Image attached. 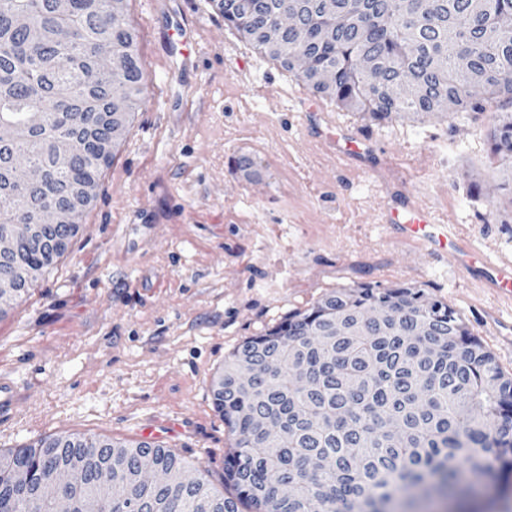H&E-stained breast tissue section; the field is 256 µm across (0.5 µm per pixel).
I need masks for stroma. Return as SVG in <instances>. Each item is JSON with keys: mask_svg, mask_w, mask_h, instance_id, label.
Listing matches in <instances>:
<instances>
[{"mask_svg": "<svg viewBox=\"0 0 512 512\" xmlns=\"http://www.w3.org/2000/svg\"><path fill=\"white\" fill-rule=\"evenodd\" d=\"M143 103L80 229L0 319V379L18 393L0 451L50 435L152 440L224 489L235 439L211 384L237 346L342 287L406 284L448 303L512 376L497 299L386 214L429 208L490 261H512V190L481 112L372 122L314 94L225 25L212 0H127ZM197 51L171 53L176 19ZM368 140L343 157L324 133Z\"/></svg>", "mask_w": 512, "mask_h": 512, "instance_id": "stroma-1", "label": "stroma"}]
</instances>
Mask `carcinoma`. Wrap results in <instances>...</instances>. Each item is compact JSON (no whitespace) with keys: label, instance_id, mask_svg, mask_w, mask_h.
<instances>
[{"label":"carcinoma","instance_id":"carcinoma-1","mask_svg":"<svg viewBox=\"0 0 512 512\" xmlns=\"http://www.w3.org/2000/svg\"><path fill=\"white\" fill-rule=\"evenodd\" d=\"M224 23L255 48L289 70L290 53L305 56L298 77L314 93L377 122L395 116L419 118L447 112H480V95L512 99V0H260L255 15L239 14L234 0H214ZM291 9L303 28L285 36L288 53L265 45L263 25ZM26 17L19 26L17 14ZM119 53L108 71L99 57ZM372 59L378 83L362 67ZM330 71L334 81L314 75ZM418 90L398 100L390 87ZM144 74L137 34L126 16L114 17L108 0H71L63 17L57 0H0V232L40 223L46 205L77 224L97 195L101 169L114 157L112 125L128 129L142 103ZM40 110L44 121L28 125ZM73 112L83 125L70 126ZM70 137L76 156L62 161L55 143ZM491 154L512 163V113L495 116L489 131ZM24 155L42 172L41 192L30 195L13 176L12 161ZM26 272L13 298L0 304V318L28 294L52 267L30 247L17 258ZM377 309L383 319L356 325L352 336H330L338 316L349 320ZM437 343L434 353L418 349L417 334ZM257 369L254 385L236 380L239 363ZM302 366L305 381L293 378ZM358 378L350 388L344 380ZM213 401L236 437L224 459V484L215 493L201 478L185 475L183 461L146 441L116 443L101 438L58 435L0 454V496L20 512L42 499L40 512H56L43 485L61 469H78L83 481L69 490L72 512H84L93 481L112 466L110 496L100 512H409L419 490L426 499L456 504L474 495L460 484L465 468L477 481L512 485V377L473 336L458 314L441 300L409 285L339 288L310 310L289 315L262 336L244 341L213 384ZM274 422L271 437L257 422ZM143 457L167 476L162 483L140 480ZM23 464L32 481H12Z\"/></svg>","mask_w":512,"mask_h":512}]
</instances>
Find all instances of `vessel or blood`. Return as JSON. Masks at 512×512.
<instances>
[{
	"label": "vessel or blood",
	"instance_id": "vessel-or-blood-1",
	"mask_svg": "<svg viewBox=\"0 0 512 512\" xmlns=\"http://www.w3.org/2000/svg\"><path fill=\"white\" fill-rule=\"evenodd\" d=\"M169 43L172 52L189 58L192 47L189 27L177 23L169 32ZM387 221L403 236L421 242L431 254L454 253L459 265L472 278L481 281L497 295L512 299V263L489 265L483 257L471 251L449 225L439 223L426 208L408 201L402 207L390 209Z\"/></svg>",
	"mask_w": 512,
	"mask_h": 512
}]
</instances>
